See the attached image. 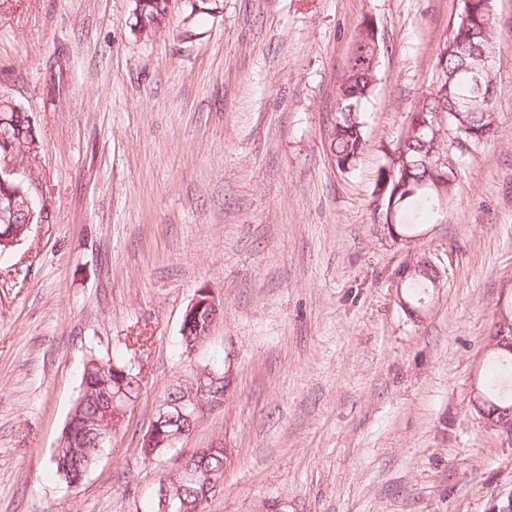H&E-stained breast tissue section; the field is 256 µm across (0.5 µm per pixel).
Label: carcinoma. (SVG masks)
Instances as JSON below:
<instances>
[{
	"label": "carcinoma",
	"instance_id": "cac0c4a2",
	"mask_svg": "<svg viewBox=\"0 0 512 512\" xmlns=\"http://www.w3.org/2000/svg\"><path fill=\"white\" fill-rule=\"evenodd\" d=\"M169 0H144L134 3V26L141 32H154L164 22ZM454 42L465 48L461 53L448 50ZM493 46L492 17L485 0H470L469 16L457 20L448 39L437 47L435 54L436 88L421 99L413 109L406 139L408 165L400 158L388 157L387 164L395 166V178L391 181L384 206H394V223L388 230L392 237L408 238L421 224V217L439 204V196L451 197L457 187V175L463 153L455 140L460 138L476 149L488 144L495 137L497 113L483 107L471 112L463 110L464 104L473 97L472 75L483 66V53ZM369 57L356 48L350 55L347 69L338 86V106L334 122L330 125L329 151L337 168L352 170L367 149L365 112L375 84L368 79ZM445 114L452 126L454 138H440L441 152L434 150L436 131L421 122L422 113ZM6 122L11 130V159L17 164L32 160L34 145L40 143V132L30 116L11 109L0 111V122ZM438 275L434 268L426 267L406 282L409 303H420L427 292L436 287ZM199 336L194 326L184 322L180 328L183 352L193 349ZM124 369L131 377L117 379L112 368ZM136 372L124 364L113 365L90 358L84 365L80 395L76 400L69 421L64 427L58 446L49 457L55 474L68 485L77 487L98 459L91 432L102 421L99 413L104 397L112 394L116 384H121L123 398L136 400L141 386L134 378ZM481 392L488 408L512 409V352L492 351L487 359V373L481 384ZM226 455L222 448H211L196 484L183 488V498L195 505L204 483L210 479L224 478Z\"/></svg>",
	"mask_w": 512,
	"mask_h": 512
}]
</instances>
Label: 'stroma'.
I'll return each mask as SVG.
<instances>
[{
  "instance_id": "obj_1",
  "label": "stroma",
  "mask_w": 512,
  "mask_h": 512,
  "mask_svg": "<svg viewBox=\"0 0 512 512\" xmlns=\"http://www.w3.org/2000/svg\"><path fill=\"white\" fill-rule=\"evenodd\" d=\"M216 3L194 20L171 0L147 36L133 0H0V95L40 131L47 213L0 255V512H146L175 467L141 452L165 389L224 359L234 388L181 445L228 450L205 512H489L512 441L472 399L512 306V0H492L496 136L409 244L376 180L459 0ZM365 20L369 146L343 173L328 117ZM423 259L440 284L405 305ZM202 287L224 316L188 357ZM92 357L141 392L71 487L48 461Z\"/></svg>"
}]
</instances>
